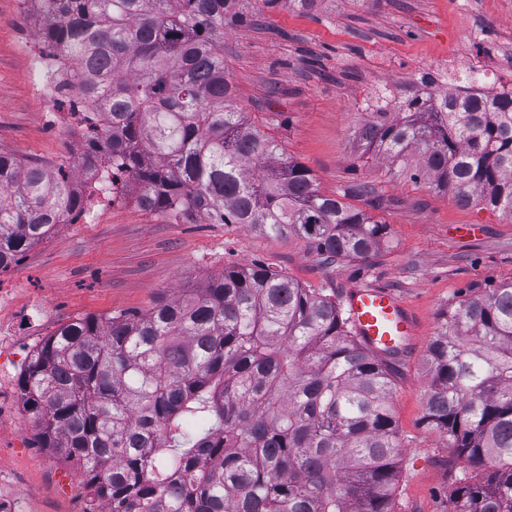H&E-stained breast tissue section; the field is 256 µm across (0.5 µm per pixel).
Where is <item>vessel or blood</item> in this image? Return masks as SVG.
<instances>
[{"label": "vessel or blood", "instance_id": "obj_1", "mask_svg": "<svg viewBox=\"0 0 512 512\" xmlns=\"http://www.w3.org/2000/svg\"><path fill=\"white\" fill-rule=\"evenodd\" d=\"M353 332L367 351L387 358L409 352L418 336V324L407 305L386 287H354L345 295Z\"/></svg>", "mask_w": 512, "mask_h": 512}]
</instances>
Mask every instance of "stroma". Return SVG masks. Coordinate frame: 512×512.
<instances>
[{
	"mask_svg": "<svg viewBox=\"0 0 512 512\" xmlns=\"http://www.w3.org/2000/svg\"><path fill=\"white\" fill-rule=\"evenodd\" d=\"M243 13V22L224 28L235 104L310 170L323 193L340 198L359 183L376 188L382 205L363 197L352 203L388 224L381 256L329 262L296 237L247 224H183L141 209L130 189L94 221L58 225L0 272L20 314L15 343L0 354V379L17 386L33 350L61 325L146 311L227 264L262 262L338 297L353 285H384L413 309L420 331L394 365L391 404L403 448L395 510L448 512V488L463 464L426 420L428 348L460 299L512 280V217L460 207L424 179L391 173L359 131L385 86L408 100L443 74L450 91L468 74L500 77L512 61V0H315L305 8L246 0ZM41 25L26 0H0V153L65 165L81 129L55 131L53 112L36 94L28 40ZM10 416L0 442L13 452L0 467L17 476L31 512H78L87 494L80 469L39 446L20 395Z\"/></svg>",
	"mask_w": 512,
	"mask_h": 512,
	"instance_id": "obj_1",
	"label": "stroma"
}]
</instances>
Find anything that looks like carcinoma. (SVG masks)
I'll return each instance as SVG.
<instances>
[{"label":"carcinoma","instance_id":"cac0c4a2","mask_svg":"<svg viewBox=\"0 0 512 512\" xmlns=\"http://www.w3.org/2000/svg\"><path fill=\"white\" fill-rule=\"evenodd\" d=\"M41 30L97 111L70 166L0 154V271L82 211L105 161L146 211L294 235L326 260L380 254L388 225L321 193L233 106L224 25L240 0H44ZM454 91L373 112L365 146L467 207L512 215V95ZM427 419L465 463L450 512H512V281L445 315ZM392 369L340 301L262 262L224 266L129 316L60 326L19 390L42 447L109 512H394Z\"/></svg>","mask_w":512,"mask_h":512}]
</instances>
